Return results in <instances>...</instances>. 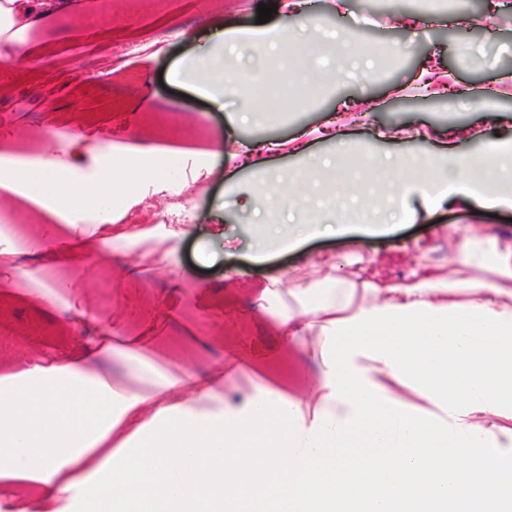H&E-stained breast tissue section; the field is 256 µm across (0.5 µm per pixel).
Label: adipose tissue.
<instances>
[{
    "instance_id": "adipose-tissue-1",
    "label": "adipose tissue",
    "mask_w": 512,
    "mask_h": 512,
    "mask_svg": "<svg viewBox=\"0 0 512 512\" xmlns=\"http://www.w3.org/2000/svg\"><path fill=\"white\" fill-rule=\"evenodd\" d=\"M56 10V0H0V49L14 52L31 28ZM210 52L194 55L174 77L208 96L224 92L226 46H287V25L240 30L214 22ZM353 64L355 51L336 33L311 34L300 45L308 77L329 73L326 58ZM148 147L108 145L92 157H50L34 150L0 152V187L70 226L118 223L112 202L142 183L162 191L178 153L143 169ZM387 182L402 221L415 217L408 200L427 210L447 203L512 205V140L487 141L480 155L422 153L388 159ZM495 300L454 303L473 290L425 271L411 283L357 284L326 277L328 295L304 310L308 329L356 347L323 352L320 394L310 402L267 387L245 409L218 419L172 403L168 378L156 391L150 425L146 398L116 392L94 368L110 355L97 347L82 361L61 358L0 375V484L32 490L33 512H512V445L488 442L467 423L490 412L512 419V254L496 259ZM459 419L424 418L399 407L393 385Z\"/></svg>"
}]
</instances>
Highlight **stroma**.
<instances>
[{
  "label": "stroma",
  "instance_id": "obj_1",
  "mask_svg": "<svg viewBox=\"0 0 512 512\" xmlns=\"http://www.w3.org/2000/svg\"><path fill=\"white\" fill-rule=\"evenodd\" d=\"M276 0L273 23L292 34L311 24L333 27L375 61L368 82L337 78L312 95L252 112L250 86L227 84L222 105L172 77L176 63L208 45L205 23L255 26L260 0H73L29 35L24 62L0 64V149L51 146L53 128H83V144L152 145L182 151L170 181L192 186L186 221L142 231L116 224L111 235L44 222L0 189V215L20 217L25 242L10 268H0V374L81 356L99 337L112 342L98 367L114 387L151 394L165 377L186 385L179 400L197 414L242 410L257 385L271 384L307 399L319 374L322 337L285 339L284 315L297 312L307 285L331 266L355 282L403 286L420 266L437 267L478 289L456 295L461 304L488 297L489 270L471 264L468 239H494L512 251V208L418 211L382 236L357 231L282 246L291 227L264 228L275 202L256 188L262 171L300 169L305 155L346 148L364 155L448 152L476 154L485 141L512 139V96L501 78L512 74V10L484 6L466 25L448 0H410L422 37H412L391 0H309L292 16ZM174 27L176 39L138 57L121 72L86 52L110 35L122 44L145 22ZM38 66H31V59ZM406 126L410 139L383 140L384 128ZM280 141L270 152L266 141ZM222 142L211 173L197 174V153ZM234 193H225L226 184ZM223 220H216V213ZM266 259L255 263V247ZM155 255L152 266L142 252ZM85 278L67 281L64 267ZM273 305H260L261 289ZM218 384L221 400L205 388Z\"/></svg>",
  "mask_w": 512,
  "mask_h": 512
}]
</instances>
